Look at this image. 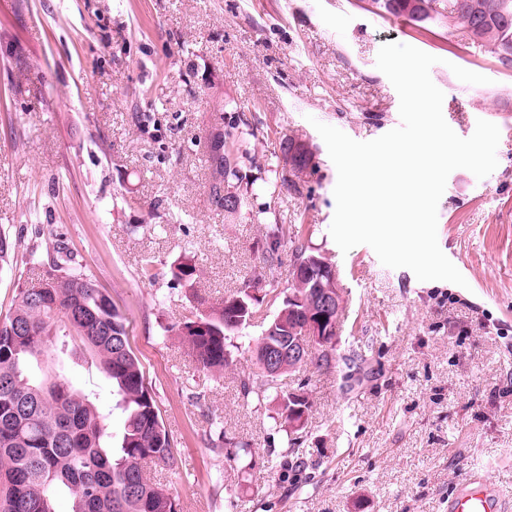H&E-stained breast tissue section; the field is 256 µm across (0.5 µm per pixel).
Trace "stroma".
I'll use <instances>...</instances> for the list:
<instances>
[{"instance_id": "stroma-1", "label": "stroma", "mask_w": 512, "mask_h": 512, "mask_svg": "<svg viewBox=\"0 0 512 512\" xmlns=\"http://www.w3.org/2000/svg\"><path fill=\"white\" fill-rule=\"evenodd\" d=\"M390 42L439 57L430 75L457 135L481 119L500 130L496 169L454 170L438 204L463 287L386 267L364 244L341 252L329 234L337 171L313 123L357 141L400 126L376 66ZM456 65L488 84L460 81ZM240 117L258 129V164L292 137L316 167L228 221L209 199L205 141ZM273 224L335 267L343 308L330 367L280 375L257 405L241 382L258 377L261 321L293 283L288 238L263 262ZM0 231L22 241L0 270V315L57 235L127 318L176 459L148 475L180 512H446L475 474L512 510V67L474 53L447 17L416 24L372 0H0ZM186 259L199 269L191 296L171 278ZM259 275L276 292L259 291L223 376L202 371L174 325ZM360 345L367 376L354 385L345 359ZM298 388L311 408L292 446L273 416L277 393ZM215 420L249 444L250 466L213 447Z\"/></svg>"}]
</instances>
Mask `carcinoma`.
<instances>
[{"label": "carcinoma", "mask_w": 512, "mask_h": 512, "mask_svg": "<svg viewBox=\"0 0 512 512\" xmlns=\"http://www.w3.org/2000/svg\"><path fill=\"white\" fill-rule=\"evenodd\" d=\"M501 0H374L384 13L426 23L447 11L471 40L489 49L498 60L512 63V9L499 10ZM208 162L218 181L211 184L212 202L233 216L248 199L277 186L273 181L243 183L241 163L253 161L250 142L239 127L211 134ZM310 145L289 138L276 167L280 183L298 189V180L315 168ZM238 191L237 204L228 206L224 191ZM17 241L0 232V268L10 262ZM196 265L183 262L172 272L191 287ZM327 282L312 270L290 289L305 295L298 312L288 310V298L265 324L255 350L286 345L287 337H310L306 313L313 288ZM39 287L15 289L13 303L0 317V512H56L55 500L66 493L69 512H179L176 497L151 481L147 466L172 469L175 458L149 388L143 366L131 348L126 318L112 297L81 270L77 255L57 238L47 251ZM243 299L250 313L258 299L244 291L216 307L197 312L178 325V335L195 362L205 371L220 373L229 365V337L250 325L249 313H234ZM88 355L112 388V406L99 402L93 389L74 385L64 371L38 377L50 351ZM246 399L266 398L265 383L242 382ZM120 413L119 434L112 417Z\"/></svg>", "instance_id": "1"}]
</instances>
